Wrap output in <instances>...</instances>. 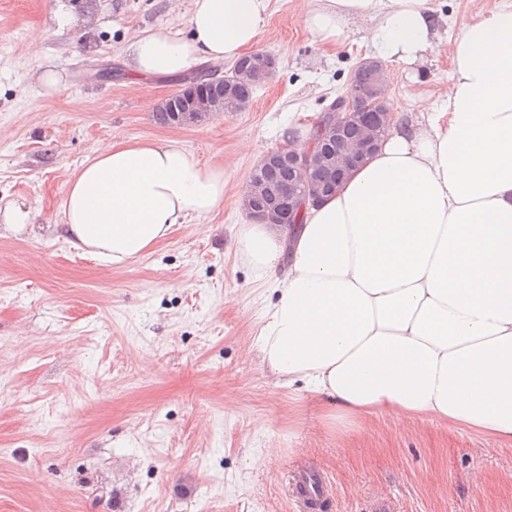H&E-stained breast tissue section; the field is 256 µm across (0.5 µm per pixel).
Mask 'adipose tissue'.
Returning <instances> with one entry per match:
<instances>
[{"label": "adipose tissue", "instance_id": "ef3b65f1", "mask_svg": "<svg viewBox=\"0 0 512 512\" xmlns=\"http://www.w3.org/2000/svg\"><path fill=\"white\" fill-rule=\"evenodd\" d=\"M334 43L380 18V56L435 48L428 0H305ZM270 0H192L188 35L129 44L132 77L221 66L255 46ZM445 111L418 99L378 150L299 224L237 225L236 252L275 300L256 337L279 385L303 383L337 435L377 414L433 420L512 442V9L466 23L451 45ZM223 167L176 140L111 144L68 182L58 231L120 267L224 206Z\"/></svg>", "mask_w": 512, "mask_h": 512}]
</instances>
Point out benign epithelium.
<instances>
[{
	"label": "benign epithelium",
	"instance_id": "benign-epithelium-1",
	"mask_svg": "<svg viewBox=\"0 0 512 512\" xmlns=\"http://www.w3.org/2000/svg\"><path fill=\"white\" fill-rule=\"evenodd\" d=\"M275 70L274 58L263 51L240 57L228 72L211 73L209 84L220 89L215 98L190 94L195 84L183 85L170 97L177 126H191L214 114L219 103L230 111L246 109L237 96L268 80ZM358 70L371 74L373 81L360 88L350 82L329 108L315 121L319 143L292 139L268 151L254 166L243 198L250 218L265 224H294L303 207L332 194L343 180L377 149L379 133L389 128L393 112L389 107V77L382 62L366 59ZM287 166L297 177L296 187L287 190L262 177V171Z\"/></svg>",
	"mask_w": 512,
	"mask_h": 512
}]
</instances>
